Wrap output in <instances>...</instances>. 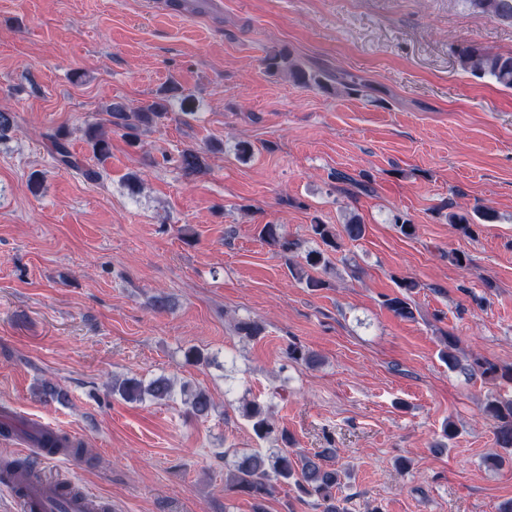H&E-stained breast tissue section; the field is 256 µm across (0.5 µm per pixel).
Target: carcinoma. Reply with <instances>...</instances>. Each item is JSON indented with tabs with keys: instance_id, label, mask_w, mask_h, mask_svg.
Listing matches in <instances>:
<instances>
[{
	"instance_id": "carcinoma-1",
	"label": "carcinoma",
	"mask_w": 512,
	"mask_h": 512,
	"mask_svg": "<svg viewBox=\"0 0 512 512\" xmlns=\"http://www.w3.org/2000/svg\"><path fill=\"white\" fill-rule=\"evenodd\" d=\"M466 6L477 14L512 24V0H465ZM458 59L462 68L478 78L489 77L498 85L512 89V54L490 53L476 45L463 46L458 51ZM266 69L272 74H285L298 84L323 83L315 73L307 71L290 53L274 51L265 56ZM179 102L181 115H194L193 99L183 94L176 84L171 85L160 96L147 106L133 112L126 110L121 103H114L109 108L112 124L127 131L130 141H138V132L164 121L172 111V102ZM87 142L93 154L105 157L110 154L111 143L105 133L94 127L86 132ZM52 142L53 154L56 161L70 169L81 172L84 178L91 182L100 179V173L92 168L84 167L71 153L67 145V134L57 132L49 135ZM178 167L187 177L202 175L208 171L207 151L187 147L178 155ZM311 231L326 249H311L305 252L302 262L292 266L293 275L310 291H319L329 287L321 274L330 269V261L326 250L338 248L337 236L344 235L351 241L364 237L366 225L355 219H349L336 229L332 224L320 222L311 225ZM259 235L269 244L275 246L283 255L297 252L301 244L288 238L279 224H264ZM398 293L384 296L383 306L395 316L415 319L416 307L411 303V295L419 288V284L408 278L397 283ZM446 351L441 353V359L450 370L477 369L485 377L512 380V367H501L487 359L476 358L470 365H463L458 356V341L448 334L443 336ZM174 383L171 379L160 376L149 384H144L137 378H126L112 384V391L129 403L141 402L145 398L155 401H167L173 398ZM184 405L197 418L208 417L213 408L210 394L199 387H193L189 382L181 385ZM483 411L486 416L496 423V442L504 449L512 448V397L505 398L492 393L486 398ZM240 412L250 423L255 437L268 440L278 434L282 441L288 443L291 437L284 431L277 432L270 421L264 406L256 400L243 399ZM336 455V449L324 448L317 454L303 457L299 460L288 455V451L278 448L259 449L233 453L234 460L226 475V483L232 490L251 498L254 512H264L263 503L270 497L278 481H294L298 491L316 501L321 512H347L341 507L336 492L344 484L342 471L326 464ZM33 464L26 459H3L0 461V480L21 475L32 470Z\"/></svg>"
}]
</instances>
